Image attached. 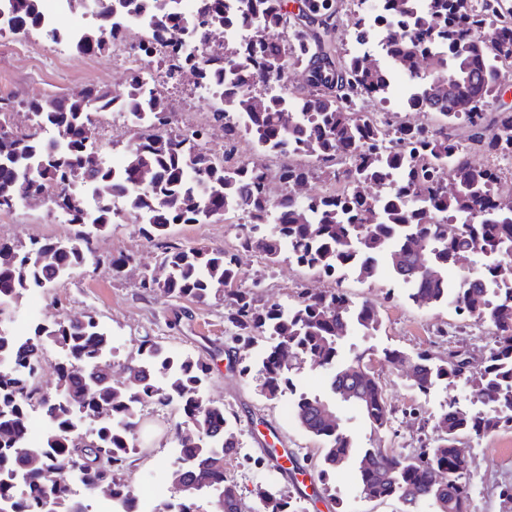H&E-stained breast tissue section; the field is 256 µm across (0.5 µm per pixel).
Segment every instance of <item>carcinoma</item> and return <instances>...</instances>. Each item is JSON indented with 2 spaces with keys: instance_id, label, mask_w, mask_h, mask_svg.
Here are the masks:
<instances>
[{
  "instance_id": "obj_1",
  "label": "carcinoma",
  "mask_w": 512,
  "mask_h": 512,
  "mask_svg": "<svg viewBox=\"0 0 512 512\" xmlns=\"http://www.w3.org/2000/svg\"><path fill=\"white\" fill-rule=\"evenodd\" d=\"M202 10L193 39L209 42L226 26L249 27L244 44L224 45V51L204 57L179 56L168 74L190 70L224 90V108L210 113L224 124V145L235 144L242 129L264 150L299 151L345 183L339 196L314 195L304 200L267 194L266 174L258 166L226 170L203 147L205 132L196 128L182 137L160 132L167 124L166 106L157 94L145 92L134 79L124 107L136 139L120 168L98 163L89 149L91 112L104 111L112 97L94 87L34 100L29 111L55 129L63 147L42 140H25L0 125V210L10 209L20 191L41 193L52 182L64 186L74 178L106 188L94 223H112L113 199L120 197L142 233L161 239L173 224H198L213 212L237 209L250 219L241 245L277 262L288 250L294 262L326 276L349 269L358 277L375 276L379 261L395 280L408 287L418 304L449 303L460 314L496 329L498 339L484 366L463 372L460 358L448 353L439 363L417 354L414 386L427 393L439 382L464 379L476 407L463 410L448 404L434 417L431 446L411 455L386 448H357L345 426L319 412L324 400L299 394L295 418L308 435L325 442L320 476L326 477L357 458L362 494L369 499H396L403 512H419L425 503L434 512H471L465 482L467 454L463 439L482 437L512 427V195L489 204L499 172L494 166H472L448 136V127L467 124L474 145L489 157L512 159V110L487 116L481 104L494 96L512 64V0H480L473 9L467 0H376L369 18L349 17L356 40L369 28L381 31L386 62L368 54L342 56L336 47L338 0H301L298 16L316 24L295 29L287 0H199ZM125 12L142 15L151 36L138 50L152 57L157 43L176 50L184 29L177 13L160 0H106ZM0 9L11 29H37L49 37L40 0H6ZM292 30L295 63L308 70L310 90L288 98L256 92L260 84L279 83L288 57L274 34ZM124 31L100 14L97 26L75 41L82 52H100ZM424 58L444 75L429 82L418 69ZM414 82L410 109L439 117L438 128L410 125L385 113L371 119L364 112L369 100L386 99L395 72ZM148 182L139 183L143 174ZM307 167L284 164L278 180L288 186L308 180ZM371 183L379 194L368 197L360 185ZM51 203L71 221L85 223L80 202L66 193ZM276 218L273 230L261 226ZM91 252L86 235L67 241H33L14 248L0 243V315L23 294L44 288L60 275L85 265ZM488 258L479 276L448 282V269L465 274L474 256ZM168 276L142 281L147 292L205 303L224 299L225 320L238 338L251 344L269 342L258 356L261 392L273 400L291 386V362L280 355L288 346L301 360L310 359L330 373L333 394L350 389L361 407L354 413L374 428L386 429L393 418L380 381L364 355L345 350L343 339L355 325L364 334L379 325L377 310L364 303L351 307L342 292L302 296L288 307L256 304L249 288L239 287L236 259L228 252L202 247L164 251ZM65 351L53 366L54 388L41 391L34 382L42 370L43 342ZM109 337L91 316L39 324L33 335L20 338L0 330V353L14 366L0 370V512H88L69 492L67 479L78 473L88 490L108 487L111 512H133L130 491L116 481V472L131 465L130 436L140 423V407L177 403L182 421L175 427L182 465L172 474L183 493L178 512H197L195 498L214 496L212 512H241L237 485L224 475V459L237 456L241 443L224 406L201 395L211 364L203 358L176 356L152 338L142 340L138 357L128 366L124 385L112 383L101 358ZM38 406L50 418L44 452L29 450L25 419ZM83 412L99 418L94 439L81 442L73 435L74 416ZM445 469L448 482L439 486L431 470ZM18 482L31 488L26 499H14L9 488ZM263 512H306L273 487L257 492Z\"/></svg>"
}]
</instances>
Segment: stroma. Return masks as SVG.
<instances>
[{
    "mask_svg": "<svg viewBox=\"0 0 512 512\" xmlns=\"http://www.w3.org/2000/svg\"><path fill=\"white\" fill-rule=\"evenodd\" d=\"M120 45L86 54L68 49L57 54L44 32L12 31L0 34V98L8 107L0 119L17 127L28 115L27 104L43 101L93 86L111 96L126 94L139 71L161 75L157 62L134 66L123 62L121 54L135 51L144 32L131 28ZM169 112L170 133H179L184 124L204 127L207 147L219 151L224 145L223 125L210 119L209 100L196 83L164 79L159 92ZM92 144H105L112 166L126 159L134 140L131 126L113 127L108 112L92 113ZM54 205L38 199H25L11 208L9 223H0V239L27 244L33 240H65L77 230L75 224L52 221ZM245 214L216 216L198 224H175L167 241L176 247L209 246L234 254L242 273L241 287L253 289L259 303L290 306L306 293L342 290L359 305L376 307L380 325L370 336L351 335L350 341L364 350L365 362L379 376L386 400L394 411L388 429L374 430L362 418L348 420L347 428L357 447L390 448L402 454L428 445L432 436V418L448 403L470 407L473 395L464 381L439 385L428 395L413 386L408 365H390L385 354L400 349L409 354L425 353L433 361L447 358L449 350H462L472 368H479L492 343L481 326L467 324L452 307L445 304L416 305L407 297L403 285L395 283L386 266H379L376 277L360 279L352 273L328 278L297 266L287 255L276 264H268L259 252L242 248ZM161 248L147 239L124 206H117L112 224L93 233L91 254L84 267L58 279L50 287L28 292L17 305L0 315V326L10 331L32 334L43 322H63L71 317L90 315L108 332L114 353L107 362L116 383L127 379L126 367L137 355L139 344L150 336L164 342L175 355L213 356V370L205 385L207 400L224 405L232 413L234 428L242 442L240 455L226 458L224 472L236 484L245 512H263L257 490L272 485L289 497H297L294 484L270 467L258 451L263 434L275 432L284 447L295 455L296 465L310 476L320 470L322 440L305 433L297 424L292 407L299 393L330 398V377L314 363H306L292 375L294 389L277 399H267L254 371L255 348L238 340L234 329L224 321L225 303L210 300L196 303L150 294L141 287L144 275L158 272ZM127 264L121 274L112 271L113 260ZM143 419L154 433L136 432V451L131 468L119 477L133 494L154 486L164 500L177 503L180 494L171 483L172 472L180 459L174 444V426L180 420L176 405L145 406ZM512 448V429H501L484 437L467 440L468 471L466 481L471 492L473 512H512L500 491L512 485V465L502 453ZM331 494L315 489L314 506L308 512H402L394 499L365 498L357 486L354 465H347L330 478Z\"/></svg>",
    "mask_w": 512,
    "mask_h": 512,
    "instance_id": "1",
    "label": "stroma"
}]
</instances>
